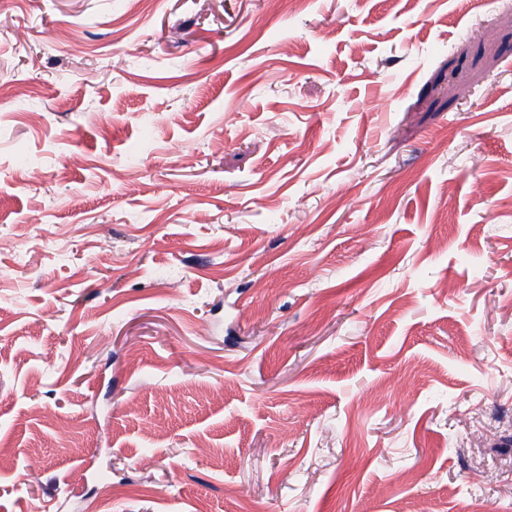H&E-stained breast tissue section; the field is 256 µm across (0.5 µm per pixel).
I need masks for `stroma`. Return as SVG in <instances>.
Masks as SVG:
<instances>
[{
	"instance_id": "1",
	"label": "stroma",
	"mask_w": 512,
	"mask_h": 512,
	"mask_svg": "<svg viewBox=\"0 0 512 512\" xmlns=\"http://www.w3.org/2000/svg\"><path fill=\"white\" fill-rule=\"evenodd\" d=\"M1 238L0 512H512V0H0Z\"/></svg>"
}]
</instances>
